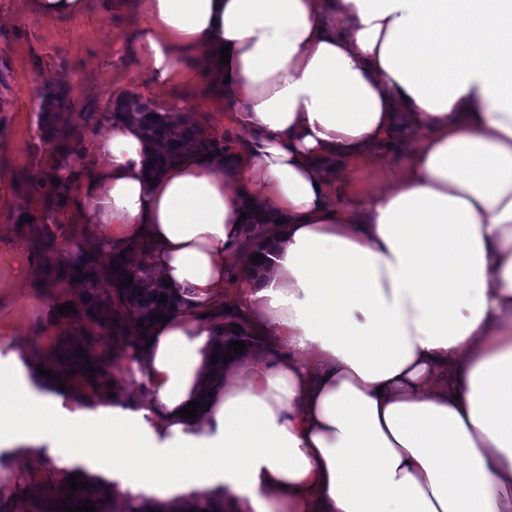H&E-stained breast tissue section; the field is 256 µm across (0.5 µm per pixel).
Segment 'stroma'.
<instances>
[{
    "instance_id": "obj_1",
    "label": "stroma",
    "mask_w": 512,
    "mask_h": 512,
    "mask_svg": "<svg viewBox=\"0 0 512 512\" xmlns=\"http://www.w3.org/2000/svg\"><path fill=\"white\" fill-rule=\"evenodd\" d=\"M138 17L127 9L89 10L57 22L31 15L27 0H0V368L14 355L30 353L49 337L70 330L55 309L73 295L42 274L43 252L30 241L19 209L40 212L43 191L37 181L47 150L36 105L45 89L64 90L74 113L108 111L111 100L132 93L161 110L197 104L202 89L156 87L145 67L128 52ZM198 106V104H197ZM197 120L229 132L223 112L198 106ZM26 287H18V280Z\"/></svg>"
}]
</instances>
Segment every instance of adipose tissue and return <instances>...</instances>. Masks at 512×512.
<instances>
[{"label": "adipose tissue", "mask_w": 512, "mask_h": 512, "mask_svg": "<svg viewBox=\"0 0 512 512\" xmlns=\"http://www.w3.org/2000/svg\"><path fill=\"white\" fill-rule=\"evenodd\" d=\"M130 2L152 83H210L243 138L234 164L152 175L157 145L105 112L81 161L47 151L85 246L149 245L178 304L126 363L135 411L90 418L18 358L0 442L165 512L204 490L229 512H512V0ZM400 151L384 191L337 193ZM256 206L259 261L238 225ZM223 300L263 345L215 374L202 313Z\"/></svg>", "instance_id": "adipose-tissue-1"}]
</instances>
